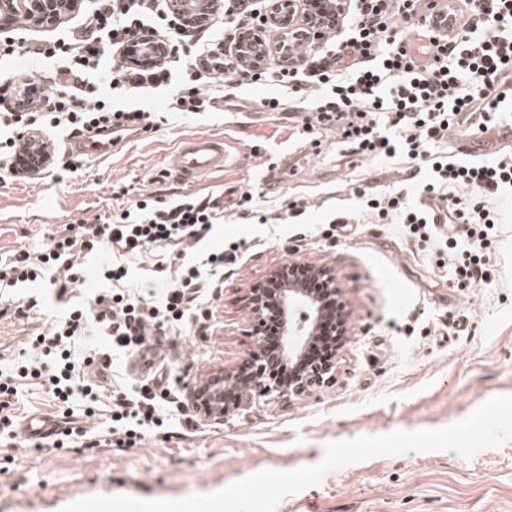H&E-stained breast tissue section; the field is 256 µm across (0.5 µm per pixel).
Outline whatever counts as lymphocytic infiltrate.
<instances>
[{"instance_id": "f902f5d3", "label": "lymphocytic infiltrate", "mask_w": 512, "mask_h": 512, "mask_svg": "<svg viewBox=\"0 0 512 512\" xmlns=\"http://www.w3.org/2000/svg\"><path fill=\"white\" fill-rule=\"evenodd\" d=\"M261 0H217L208 28L223 26L235 38L243 31L265 30ZM423 0H344L346 11L336 33L309 41L302 56L267 54L262 64H242L237 51L222 43L205 42L182 29L169 0H89L81 14V31H64L34 48L26 35L13 31L0 38V60L20 51L47 62L43 101H16L0 109V181L24 178L12 162L27 133L48 136L104 132L124 121L152 122L151 112L114 103L108 92L135 96L150 90L169 91V109L189 116L216 111L224 86L238 88L263 82L274 95L259 103L268 112L284 111L298 101L304 110L302 130L335 126L348 153L371 157H402L429 165L424 190L437 198L454 185L469 190L467 203L447 198L453 223L462 225L465 245L439 236L435 212L406 205L402 197L368 198L367 211L387 224L403 226L423 243L448 252L457 284L488 282L485 254L498 234L500 218L489 198L512 193V149L489 164L460 163L436 154L457 116L480 112L494 127L512 105V0H433L432 15L420 18ZM418 30L432 43L434 62L417 65L404 37ZM162 36L169 42L166 60L151 67L124 62L128 44L140 37ZM219 199L186 194L176 199L139 196L131 208L94 222L66 225L53 233L46 249L15 251L0 257V291L45 281L65 295L84 279L81 260L119 244L124 254L138 255L148 247L174 243L192 249L222 218ZM237 245L207 253L181 264L174 281L152 297L125 285L128 269L105 261L97 269L101 293L89 302L72 304L62 318L29 343L36 358L20 352L0 366V442L14 445L11 411L16 404L17 378L41 380L63 415L101 417L98 431L73 425L58 433L54 448L124 445L127 440L163 427L170 415L185 414L188 405L169 387L141 381L131 392L105 395L86 368H110L114 354L149 357L152 336L170 330H194L206 318L197 306L202 289L221 284L224 267L237 259ZM123 292H112V284ZM322 300L321 333L306 351L310 362L330 361L341 334L337 300L325 277L308 280ZM89 347L81 358L76 345ZM111 405L100 416L102 398Z\"/></svg>"}]
</instances>
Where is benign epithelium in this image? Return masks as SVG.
Segmentation results:
<instances>
[{
  "instance_id": "7a95c632",
  "label": "benign epithelium",
  "mask_w": 512,
  "mask_h": 512,
  "mask_svg": "<svg viewBox=\"0 0 512 512\" xmlns=\"http://www.w3.org/2000/svg\"><path fill=\"white\" fill-rule=\"evenodd\" d=\"M297 0H277L269 7L273 22L286 26V31L297 27L298 15L294 14ZM76 10L79 0H0V30L10 29L13 19L21 14L34 27L53 23L60 18L64 8ZM173 14L181 21L196 25L203 19L190 13L186 0H170ZM305 27L309 36H318L328 25H334L337 15H328L319 8H309ZM261 34H246L236 42L242 49V60L250 66L261 61L265 47L261 46ZM296 272L292 280L281 283L282 267L272 270L263 280L255 283L248 292L250 312L256 327L251 333L253 348L249 358L239 371L219 370L213 374L211 384H196L187 393L194 411L202 418H221L240 409L245 403L258 397H277L291 402L308 394L313 388L330 383L336 377L335 365L308 366L303 364L304 351L311 341L321 310L315 300L301 288L299 282L309 276L326 275L332 290H338L336 274L325 266L301 261L289 263ZM275 310L282 322L278 351L269 355L264 349L265 337L260 335L259 324L265 312ZM294 365L288 379H278L267 371L274 364Z\"/></svg>"
}]
</instances>
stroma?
<instances>
[{"label":"stroma","mask_w":512,"mask_h":512,"mask_svg":"<svg viewBox=\"0 0 512 512\" xmlns=\"http://www.w3.org/2000/svg\"><path fill=\"white\" fill-rule=\"evenodd\" d=\"M270 93L254 85L239 93V114L196 118L169 112L168 93L142 97L140 107L159 118L148 137L79 160L73 172L0 182V254L41 250L48 231L129 207L136 189L220 197L224 221L199 249L236 243L238 259L212 291L202 332L167 334L157 381L186 391L204 373L240 367L252 343L249 288L275 267L303 261L335 270L351 313L335 382L289 403L256 397L224 418L192 414L124 446H0V512H59L92 495L209 493L262 470L318 463L330 441L440 428L492 396L512 395V198L492 201L501 224L486 254L490 285L450 286L447 255L359 213L364 193L422 202L429 171L416 163L357 157L335 181L298 175L283 193L261 192L262 171L297 140L288 121L243 122ZM196 134L224 138L240 165L193 184L159 177L165 157ZM246 190L255 200L244 205ZM299 199L307 204L299 223H259ZM125 260L134 287L174 278L180 263L165 246ZM463 319L471 326L461 333ZM276 512H512V440L469 459L447 451L377 456L328 473Z\"/></svg>","instance_id":"35a3bbf8"}]
</instances>
